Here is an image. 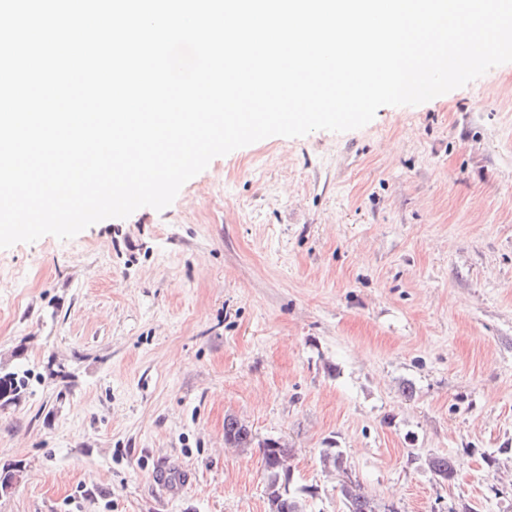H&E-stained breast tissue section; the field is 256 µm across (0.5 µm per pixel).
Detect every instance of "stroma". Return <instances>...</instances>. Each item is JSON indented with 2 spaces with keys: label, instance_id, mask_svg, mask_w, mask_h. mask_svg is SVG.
<instances>
[{
  "label": "stroma",
  "instance_id": "1",
  "mask_svg": "<svg viewBox=\"0 0 512 512\" xmlns=\"http://www.w3.org/2000/svg\"><path fill=\"white\" fill-rule=\"evenodd\" d=\"M0 370V512H267L229 415L293 448L306 512H345L329 446L400 512H512V63L0 250ZM25 386L24 377L16 372H6L0 375V401L2 405L17 399ZM426 465L443 482L452 483L457 477V470L454 461L449 456L429 455Z\"/></svg>",
  "mask_w": 512,
  "mask_h": 512
}]
</instances>
